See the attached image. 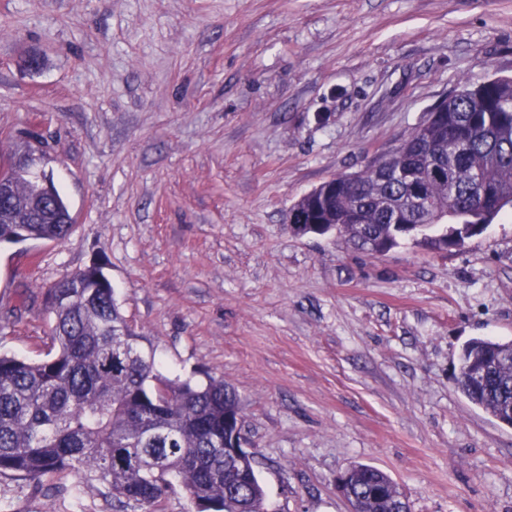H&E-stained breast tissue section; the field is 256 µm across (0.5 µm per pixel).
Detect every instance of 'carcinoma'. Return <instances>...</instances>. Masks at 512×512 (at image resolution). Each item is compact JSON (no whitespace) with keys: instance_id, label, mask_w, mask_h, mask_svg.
Returning <instances> with one entry per match:
<instances>
[{"instance_id":"1","label":"carcinoma","mask_w":512,"mask_h":512,"mask_svg":"<svg viewBox=\"0 0 512 512\" xmlns=\"http://www.w3.org/2000/svg\"><path fill=\"white\" fill-rule=\"evenodd\" d=\"M415 126L395 151L301 196L289 214L314 235L337 234L369 255L404 239L437 250L512 218V77L464 85ZM16 202L0 208V241H62L63 196L33 200L15 168ZM50 347L38 361L0 353V477L74 478L102 485L145 512L179 484L197 512H267L249 461L224 457L240 415L236 391L161 376L98 264L47 291ZM457 387L512 423V342L473 338L459 356ZM352 512H406L388 474L366 464L344 472Z\"/></svg>"}]
</instances>
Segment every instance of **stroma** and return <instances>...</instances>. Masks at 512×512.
I'll use <instances>...</instances> for the list:
<instances>
[{
    "label": "stroma",
    "mask_w": 512,
    "mask_h": 512,
    "mask_svg": "<svg viewBox=\"0 0 512 512\" xmlns=\"http://www.w3.org/2000/svg\"><path fill=\"white\" fill-rule=\"evenodd\" d=\"M494 76L512 0H0V161L75 220L0 245V351L44 357L48 288L100 262L163 376L235 389L268 512H349L360 463L408 512H512V428L455 383L468 340L512 341V220L375 256L288 220ZM0 512L141 510L2 479Z\"/></svg>",
    "instance_id": "1"
}]
</instances>
